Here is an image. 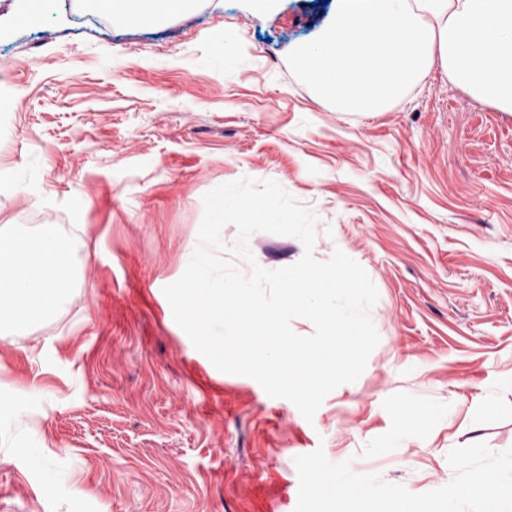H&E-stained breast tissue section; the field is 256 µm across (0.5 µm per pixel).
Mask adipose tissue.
<instances>
[{
  "instance_id": "ef3b65f1",
  "label": "adipose tissue",
  "mask_w": 512,
  "mask_h": 512,
  "mask_svg": "<svg viewBox=\"0 0 512 512\" xmlns=\"http://www.w3.org/2000/svg\"><path fill=\"white\" fill-rule=\"evenodd\" d=\"M335 22L295 53V70L338 108L377 112L441 63L449 79L512 111V0H340ZM68 235L35 245L23 225L11 231L13 258L0 263V307L13 328L59 308L63 269L74 260ZM446 512H495L498 491L512 487V455L449 467ZM496 483L484 488V473Z\"/></svg>"
}]
</instances>
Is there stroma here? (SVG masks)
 I'll return each mask as SVG.
<instances>
[{
    "label": "stroma",
    "instance_id": "1",
    "mask_svg": "<svg viewBox=\"0 0 512 512\" xmlns=\"http://www.w3.org/2000/svg\"><path fill=\"white\" fill-rule=\"evenodd\" d=\"M338 9L190 0L127 22L96 0H0L16 99L0 172L44 163L38 197L0 179V226L88 228L78 288L22 343L0 342V398L40 402L28 438L0 443V512H338L322 459L360 479L378 468L384 493L362 512H394L403 488L417 512H444L449 460L512 453V112L438 64L382 111H337L292 56ZM224 40L251 60L230 80L208 63ZM244 177L285 184L331 231L314 258L338 241L379 294L364 372L310 421L216 369L163 293L196 248L203 195ZM249 246L268 270L305 252L266 232ZM425 391L445 413L392 448L396 409ZM31 446L74 461L65 497L43 493Z\"/></svg>",
    "mask_w": 512,
    "mask_h": 512
}]
</instances>
